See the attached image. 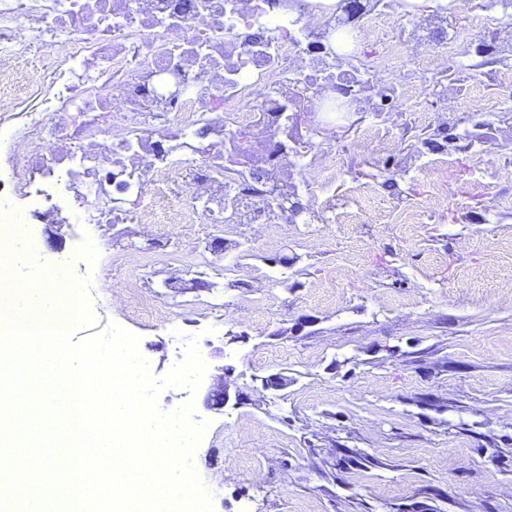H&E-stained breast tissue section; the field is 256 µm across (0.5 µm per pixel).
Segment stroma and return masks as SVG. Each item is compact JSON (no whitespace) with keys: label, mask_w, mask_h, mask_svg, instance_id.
<instances>
[{"label":"stroma","mask_w":512,"mask_h":512,"mask_svg":"<svg viewBox=\"0 0 512 512\" xmlns=\"http://www.w3.org/2000/svg\"><path fill=\"white\" fill-rule=\"evenodd\" d=\"M353 120L335 115L336 141L351 147L340 162L377 178L362 223L348 221V181L333 223L241 225L248 257L225 254L241 268L220 288L210 273L193 288L162 285L184 275L194 225H163L162 248L136 224L94 226L112 261L78 335L112 324L136 334L160 378L180 355L165 320L182 316L206 370L196 390L164 388L158 405L193 401L205 424L193 463L213 512H512V137L495 120L473 151L452 149L458 127L436 136L429 158L451 148L454 178L475 186L441 207L420 165L385 176ZM76 233L34 224L30 242L53 261L76 250ZM146 266L151 287H135ZM273 270L283 276L271 303ZM274 372L287 388L263 390ZM222 379L231 399L208 410Z\"/></svg>","instance_id":"1"}]
</instances>
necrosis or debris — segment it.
I'll return each instance as SVG.
<instances>
[{
	"label": "necrosis or debris",
	"mask_w": 512,
	"mask_h": 512,
	"mask_svg": "<svg viewBox=\"0 0 512 512\" xmlns=\"http://www.w3.org/2000/svg\"><path fill=\"white\" fill-rule=\"evenodd\" d=\"M348 22L320 0H0V209L21 225L318 224L343 169L323 138L329 102L389 156L381 113L447 129L448 85L488 80L474 127L512 100V0H476L471 51L454 15L361 0ZM408 27L391 39L389 27ZM47 73L11 88L34 45ZM432 77L420 85L411 69Z\"/></svg>",
	"instance_id": "4bbe7bcc"
}]
</instances>
